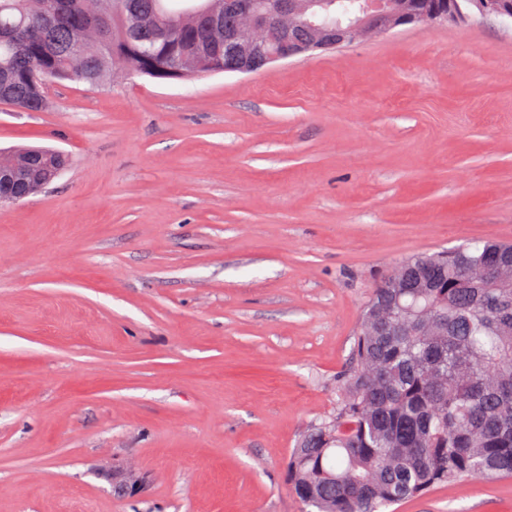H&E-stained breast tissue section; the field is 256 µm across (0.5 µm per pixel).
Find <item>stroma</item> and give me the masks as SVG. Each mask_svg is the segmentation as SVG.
I'll use <instances>...</instances> for the list:
<instances>
[{"instance_id":"1","label":"stroma","mask_w":512,"mask_h":512,"mask_svg":"<svg viewBox=\"0 0 512 512\" xmlns=\"http://www.w3.org/2000/svg\"><path fill=\"white\" fill-rule=\"evenodd\" d=\"M46 93L0 103V151L69 156L0 205V512H302L286 461L376 282L512 241V23ZM396 512H512V478Z\"/></svg>"}]
</instances>
